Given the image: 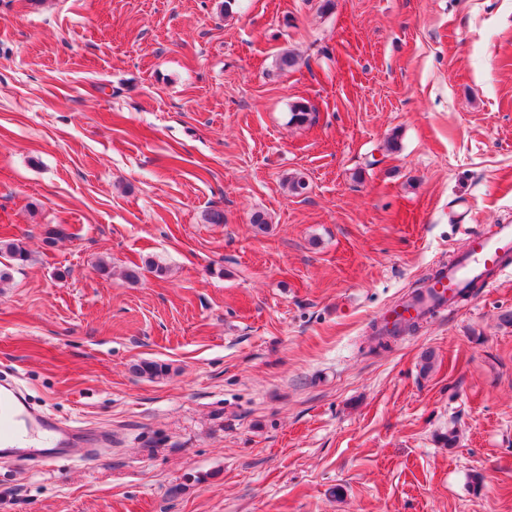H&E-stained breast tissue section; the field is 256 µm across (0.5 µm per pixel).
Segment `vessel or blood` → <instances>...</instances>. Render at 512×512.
<instances>
[{
    "mask_svg": "<svg viewBox=\"0 0 512 512\" xmlns=\"http://www.w3.org/2000/svg\"><path fill=\"white\" fill-rule=\"evenodd\" d=\"M511 275L512 224H500L493 233L471 235L467 249L453 262L439 267L421 295H407L401 304L380 314L376 322L390 328L399 322L424 320L429 309L452 305L466 285L486 288ZM29 431L40 432L52 442L51 447L34 451L44 465H52L61 456L78 459L84 454L83 449L59 442L61 436L73 433V426L33 413L24 405L20 390L6 386L0 391V450L11 453Z\"/></svg>",
    "mask_w": 512,
    "mask_h": 512,
    "instance_id": "b4317fda",
    "label": "vessel or blood"
}]
</instances>
